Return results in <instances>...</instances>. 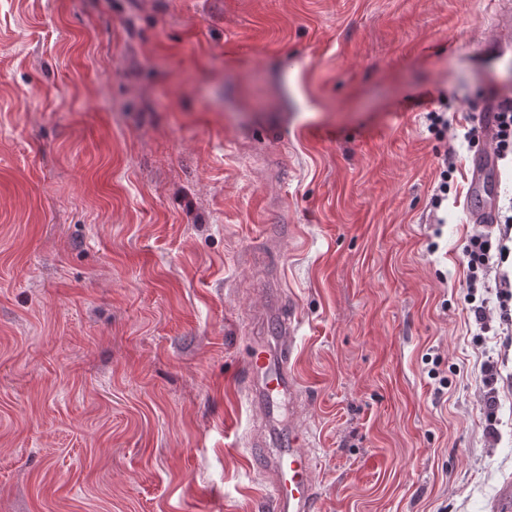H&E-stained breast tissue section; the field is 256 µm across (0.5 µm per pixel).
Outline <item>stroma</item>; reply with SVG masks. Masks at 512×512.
Segmentation results:
<instances>
[{"instance_id":"1","label":"stroma","mask_w":512,"mask_h":512,"mask_svg":"<svg viewBox=\"0 0 512 512\" xmlns=\"http://www.w3.org/2000/svg\"><path fill=\"white\" fill-rule=\"evenodd\" d=\"M503 8L0 0V512H266L239 378L273 304L321 512H496L512 257L483 332L463 248Z\"/></svg>"}]
</instances>
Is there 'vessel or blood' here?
I'll return each mask as SVG.
<instances>
[{"mask_svg":"<svg viewBox=\"0 0 512 512\" xmlns=\"http://www.w3.org/2000/svg\"><path fill=\"white\" fill-rule=\"evenodd\" d=\"M494 158L491 150L481 147L471 160V185L479 202L470 206L469 215L476 224L497 221L498 179L491 171ZM297 331L295 316L280 319L275 346L255 342L243 367L242 387L252 405L261 410L266 427L278 419L279 399L295 403L301 397L300 385L290 366ZM304 436L301 422L296 421L289 426L288 435L278 448H268L265 432L252 440L268 476L270 512H316L319 502L316 464L301 446Z\"/></svg>","mask_w":512,"mask_h":512,"instance_id":"obj_1","label":"vessel or blood"}]
</instances>
